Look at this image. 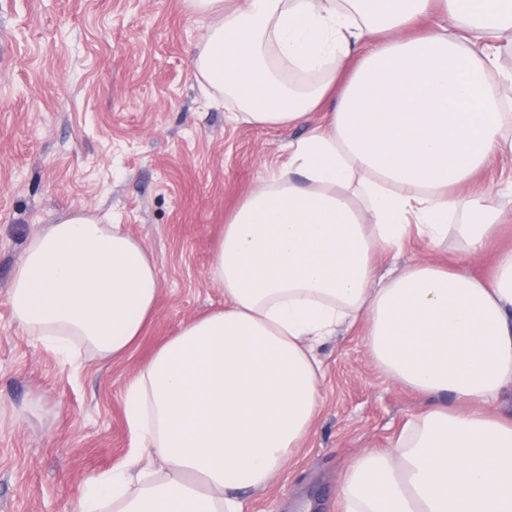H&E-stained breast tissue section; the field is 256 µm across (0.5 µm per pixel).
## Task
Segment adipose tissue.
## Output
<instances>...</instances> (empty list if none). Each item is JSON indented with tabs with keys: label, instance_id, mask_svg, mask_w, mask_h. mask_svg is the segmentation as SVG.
Listing matches in <instances>:
<instances>
[{
	"label": "adipose tissue",
	"instance_id": "obj_1",
	"mask_svg": "<svg viewBox=\"0 0 512 512\" xmlns=\"http://www.w3.org/2000/svg\"><path fill=\"white\" fill-rule=\"evenodd\" d=\"M205 20L195 77L256 126L310 124L246 195L210 275L224 305L184 324L125 393L134 450L78 512H244L312 433L319 349L364 323L383 372L436 403L346 470V512H512V249L490 280L430 263L379 269L410 237L492 248L512 160V0H184ZM435 18L425 36L415 21ZM460 221L449 224V213ZM161 281L143 242L82 210L44 225L9 303L30 335L124 357ZM512 175L511 168L508 166L502 174L501 169L492 168L479 173L473 180L471 187L472 191L476 193L482 192H495L498 183L505 180H510Z\"/></svg>",
	"mask_w": 512,
	"mask_h": 512
}]
</instances>
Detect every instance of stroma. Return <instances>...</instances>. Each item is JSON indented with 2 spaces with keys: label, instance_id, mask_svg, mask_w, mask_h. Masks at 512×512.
Instances as JSON below:
<instances>
[{
  "label": "stroma",
  "instance_id": "35a3bbf8",
  "mask_svg": "<svg viewBox=\"0 0 512 512\" xmlns=\"http://www.w3.org/2000/svg\"><path fill=\"white\" fill-rule=\"evenodd\" d=\"M204 30L183 0H0V512H76L91 482L132 451L125 391L182 325L223 306L209 270L239 202L303 127L235 123L194 74ZM74 209L140 238L163 283L140 342L118 361L30 336L8 301L43 225ZM430 261L488 276L493 252L414 242L397 266ZM324 402L304 448L247 512H344L343 473L392 448L432 404L385 375L363 325L322 349Z\"/></svg>",
  "mask_w": 512,
  "mask_h": 512
}]
</instances>
